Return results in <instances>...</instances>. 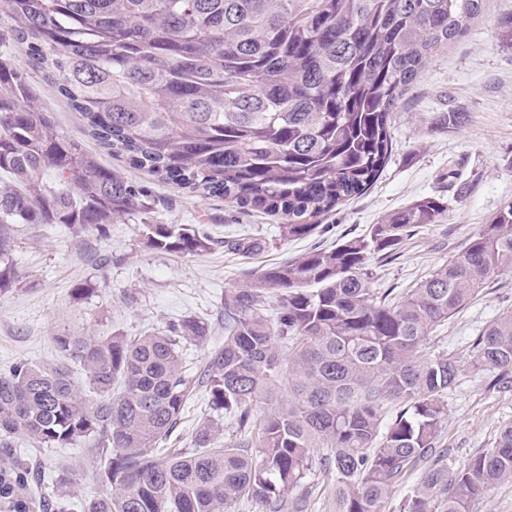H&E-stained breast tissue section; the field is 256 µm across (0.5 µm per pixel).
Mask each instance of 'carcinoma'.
Instances as JSON below:
<instances>
[{"mask_svg":"<svg viewBox=\"0 0 512 512\" xmlns=\"http://www.w3.org/2000/svg\"><path fill=\"white\" fill-rule=\"evenodd\" d=\"M479 0H0L10 40L84 120L105 150L190 194L279 217L283 240L362 194L392 152L395 110L429 61L462 36ZM0 291L27 276L8 262L14 224L76 233L141 216L156 250L199 255L201 224H153L149 187L97 162L35 102L26 68L0 55ZM448 202L423 196L364 236L313 249L224 291V346L204 371L183 364L207 323L185 318L133 338L55 337L61 360L16 362L0 374V447L25 437L67 448L91 442L109 494L81 512H305L285 498L317 466L336 476V512H381L417 479L395 512H470L512 481V424L459 466L440 450L442 395L463 363L431 354L433 331L488 282L512 271V201L459 253L399 297L371 288L369 260L393 258ZM237 253L258 237L227 241ZM468 366L488 388L512 390V311L472 341ZM288 401L262 421L252 402L277 386ZM206 387L232 417L237 445L214 446L220 423L196 429L194 448L163 459L187 401ZM388 399L404 408L387 422ZM25 472L0 465V512H66L62 498L26 494Z\"/></svg>","mask_w":512,"mask_h":512,"instance_id":"1","label":"carcinoma"}]
</instances>
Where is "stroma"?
Here are the masks:
<instances>
[{"instance_id":"obj_1","label":"stroma","mask_w":512,"mask_h":512,"mask_svg":"<svg viewBox=\"0 0 512 512\" xmlns=\"http://www.w3.org/2000/svg\"><path fill=\"white\" fill-rule=\"evenodd\" d=\"M512 11V0H482L466 36L449 45L425 67L401 102L392 123L393 153L376 183L364 194L320 220L304 240L284 241L276 218L233 207L220 197L201 198L176 187L149 181L124 159L110 155L88 136L78 113L42 79L28 76L36 101L53 113L58 128L124 178L150 183L160 204L157 224H203L213 237L209 251L180 255L146 246L137 232L139 217L111 224L106 234H76L61 224H18L10 258L28 275L21 288L0 292V372L20 360L37 364L58 359L57 336L79 332L92 336H139L165 329L186 317L205 321L207 342L183 352L187 369L199 374L224 343V292L267 266L338 241L366 234L370 225L424 195L449 204L446 217L424 224L404 241L397 259L374 261V288L402 291L447 262L482 224L512 201V45L498 34V20ZM446 112L463 113L465 121L444 127ZM266 240L258 254L242 257L225 250L226 237ZM91 287L76 298L77 284ZM512 310V271L491 280L484 292L439 327L430 347L467 357L473 338L491 320ZM447 415L442 447L449 458L464 461L495 442L512 423V391L489 390L484 375L463 371L442 396ZM205 389L188 401L170 438L156 445L157 457L168 449H191L196 428L212 417ZM42 492L62 490L72 501L100 498L107 490L96 476L90 444L67 448L46 445L28 451ZM307 512H336V479L311 470L301 487Z\"/></svg>"}]
</instances>
